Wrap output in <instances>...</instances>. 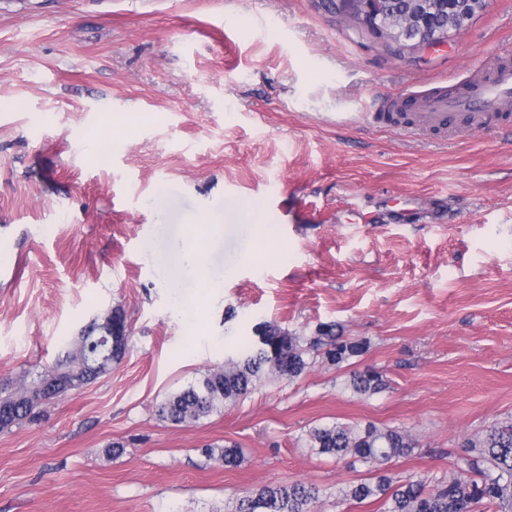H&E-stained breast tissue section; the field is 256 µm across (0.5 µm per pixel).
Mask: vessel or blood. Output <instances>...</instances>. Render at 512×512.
Wrapping results in <instances>:
<instances>
[{
  "label": "vessel or blood",
  "mask_w": 512,
  "mask_h": 512,
  "mask_svg": "<svg viewBox=\"0 0 512 512\" xmlns=\"http://www.w3.org/2000/svg\"><path fill=\"white\" fill-rule=\"evenodd\" d=\"M409 101L417 105L406 122L414 131L445 132L459 122L473 129L494 127L501 114L512 111V54L502 53L486 74L468 79L459 91L435 87L413 97L384 100L373 108V122H384L388 113Z\"/></svg>",
  "instance_id": "vessel-or-blood-1"
}]
</instances>
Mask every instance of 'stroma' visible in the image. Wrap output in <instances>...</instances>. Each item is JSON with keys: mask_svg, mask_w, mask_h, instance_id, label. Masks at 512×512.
<instances>
[{"mask_svg": "<svg viewBox=\"0 0 512 512\" xmlns=\"http://www.w3.org/2000/svg\"><path fill=\"white\" fill-rule=\"evenodd\" d=\"M327 2L0 0V385L55 367L111 309L131 329L108 374L0 431V512H224L295 482L316 512H379L337 504L371 469L312 453L311 428L406 427L420 446L391 472L432 484L464 438L512 419V114L453 138L365 117L484 72L512 0L399 56ZM240 201L269 240L225 215ZM201 237L232 275L183 288L193 325L165 273ZM263 321L368 339L388 388L360 397L350 366L316 361L196 422L158 416ZM227 442L238 467L205 453Z\"/></svg>", "mask_w": 512, "mask_h": 512, "instance_id": "obj_1", "label": "stroma"}]
</instances>
